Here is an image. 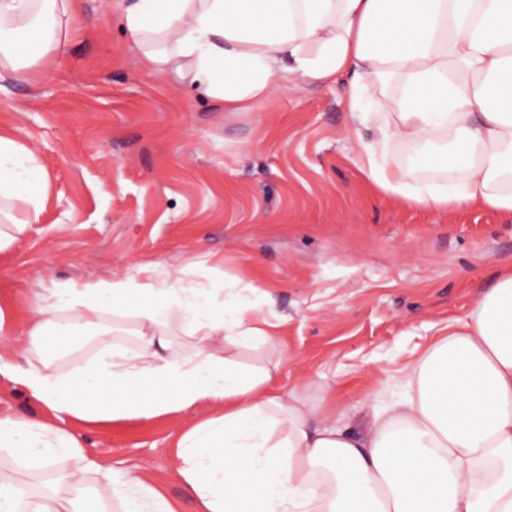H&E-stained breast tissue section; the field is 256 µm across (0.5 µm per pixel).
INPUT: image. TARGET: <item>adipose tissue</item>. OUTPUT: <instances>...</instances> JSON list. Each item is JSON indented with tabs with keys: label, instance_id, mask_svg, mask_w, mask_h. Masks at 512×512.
<instances>
[{
	"label": "adipose tissue",
	"instance_id": "obj_1",
	"mask_svg": "<svg viewBox=\"0 0 512 512\" xmlns=\"http://www.w3.org/2000/svg\"><path fill=\"white\" fill-rule=\"evenodd\" d=\"M128 48L150 74L201 84L226 112H251L284 84L347 80L349 110L376 130L368 177L430 210L455 206L512 215V0H116ZM83 0H0V81L23 57L67 50ZM435 144L424 179L393 160V144ZM47 177L35 153L0 133V252L38 222ZM37 306L25 334L77 342L105 313L132 311L133 347L60 377L15 367L16 379L55 416L88 422L152 419L201 403L222 415L178 439V473L198 512H512V265L468 318L449 324L403 375L401 400L373 406L351 428L315 419L297 390H274V370L232 352L274 336L246 322L235 297L130 277L66 282ZM186 337L175 348L173 328ZM0 512H178L140 480L93 470L78 439L39 420L0 413ZM71 460L69 491L26 502L23 472Z\"/></svg>",
	"mask_w": 512,
	"mask_h": 512
}]
</instances>
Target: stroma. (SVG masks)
<instances>
[{"label":"stroma","instance_id":"35a3bbf8","mask_svg":"<svg viewBox=\"0 0 512 512\" xmlns=\"http://www.w3.org/2000/svg\"><path fill=\"white\" fill-rule=\"evenodd\" d=\"M0 130L33 150L48 179L39 224L0 252V411L56 418L13 378L30 361L69 374L104 347L133 345L132 314H105L77 347L19 355L52 282L138 277L237 296L266 318L274 387L299 390L317 417L352 422L401 391L404 370L467 316L512 263V216L409 205L362 172L372 125L354 120L343 84L276 94L251 112L217 109L204 87L145 73L111 0H84L66 56L30 65L0 93ZM203 403L149 420L66 417L98 470L161 487L180 512L196 504L172 444L220 415Z\"/></svg>","mask_w":512,"mask_h":512}]
</instances>
